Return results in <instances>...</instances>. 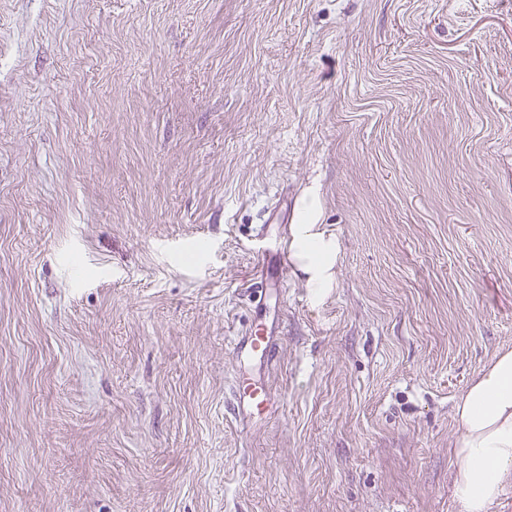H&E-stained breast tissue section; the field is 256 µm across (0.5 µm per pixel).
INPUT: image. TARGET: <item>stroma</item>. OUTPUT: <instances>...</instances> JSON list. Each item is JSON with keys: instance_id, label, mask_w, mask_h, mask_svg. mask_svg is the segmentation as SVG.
Here are the masks:
<instances>
[{"instance_id": "stroma-1", "label": "stroma", "mask_w": 512, "mask_h": 512, "mask_svg": "<svg viewBox=\"0 0 512 512\" xmlns=\"http://www.w3.org/2000/svg\"><path fill=\"white\" fill-rule=\"evenodd\" d=\"M314 188L336 284L269 290L268 367ZM505 349L512 0H0V512H459ZM251 282L248 286V290L250 295L253 298L252 305L255 309H257L259 306H261L267 296V289L271 288L272 286H279V288H286L285 285L287 283V280L282 277L278 279V282H271L269 278L261 274L259 276H256L252 279H250ZM234 350L237 352L248 349L260 356V359L267 363L274 362L276 359V347L271 336L264 333L261 329L250 330L244 336H237L234 339ZM269 401L270 394L264 387L239 385L229 403L230 414L236 419L259 415L268 409Z\"/></svg>"}]
</instances>
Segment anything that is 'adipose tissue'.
Listing matches in <instances>:
<instances>
[{"label": "adipose tissue", "instance_id": "1", "mask_svg": "<svg viewBox=\"0 0 512 512\" xmlns=\"http://www.w3.org/2000/svg\"><path fill=\"white\" fill-rule=\"evenodd\" d=\"M317 191L302 199L288 250L315 296L335 282L340 243L320 224ZM453 494L460 512H489L512 486V349L500 351L454 406Z\"/></svg>", "mask_w": 512, "mask_h": 512}]
</instances>
